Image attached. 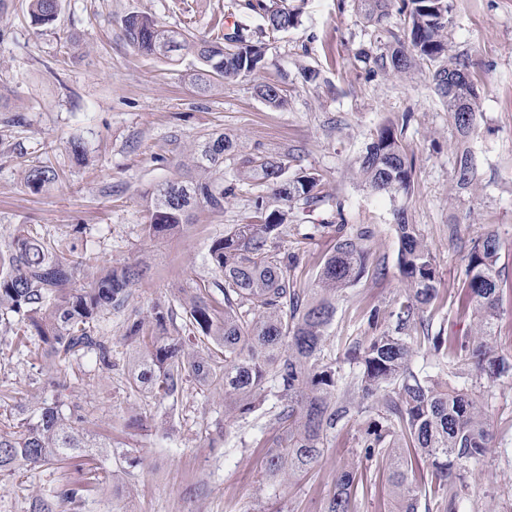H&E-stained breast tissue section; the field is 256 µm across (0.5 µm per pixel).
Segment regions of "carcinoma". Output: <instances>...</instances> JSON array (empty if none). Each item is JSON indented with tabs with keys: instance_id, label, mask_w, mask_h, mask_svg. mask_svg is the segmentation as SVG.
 <instances>
[{
	"instance_id": "carcinoma-1",
	"label": "carcinoma",
	"mask_w": 512,
	"mask_h": 512,
	"mask_svg": "<svg viewBox=\"0 0 512 512\" xmlns=\"http://www.w3.org/2000/svg\"><path fill=\"white\" fill-rule=\"evenodd\" d=\"M392 0H357L366 22L394 37L386 51H361L358 58L385 73H407L417 62H428L431 79L444 100L456 130L464 137L476 128L478 110L474 86L449 91L451 80L470 72L468 58L451 53L448 28L450 0H403L407 41L386 28ZM260 36L285 32L297 24V13L285 0L261 5ZM59 0H29V14L41 25H51ZM128 41L143 54L175 61L186 51L197 61L193 82L205 90L213 79L234 81L254 73L263 58L261 40L235 26L220 37L205 39L187 30L167 29L147 13L133 12L122 20ZM261 98L282 108L287 99L278 85H259ZM234 151L231 139L214 134L194 149L192 164L179 179L157 185L147 205L145 238L170 233L192 223L196 209L224 212L228 190L218 172L224 156ZM457 187L473 190L476 175L469 151L457 158ZM286 163L265 157L242 161L240 177L270 189L259 198L251 220L234 224L214 239L208 262L215 276L194 283L185 329L196 340L187 352L177 338L163 336L172 309L154 308L152 320L127 321L126 336L138 348L132 360L134 383L161 399L175 398L184 382L193 378L224 391V416L243 418L261 404L269 383L277 385L281 406L274 414L272 435L261 440L268 449L264 476L273 482L304 477L324 456L328 433L336 420L348 414L361 431L364 459L387 458L392 469L391 512H419L421 499L436 508L458 512L467 485L463 472L493 448L484 391L468 383L471 372L486 387L512 376V362L498 354L493 335L502 315L503 292L512 280L498 266L499 235L489 231L470 242L462 280L466 306L472 309L474 333L459 340L432 331L431 310L440 298L437 260L404 212L395 213L400 241L398 263L408 288L398 301L395 331H377L378 313L367 317L371 336L348 343L345 359L359 367L352 378L358 398L339 401L342 367L324 354L328 330L336 313V293L365 274L374 230L361 225L336 231V243L321 259L316 292L310 297L298 286L288 257L280 256L278 240L288 234V219L296 208L323 201V176L298 170L285 175ZM357 174L376 195L394 198L407 194L412 164L402 134L383 125L357 161ZM48 166L25 169L24 183L33 192L55 182ZM67 239H47L34 224H18L0 244V328L25 346L38 337L34 354L56 363L95 356L103 370H112V346L97 335L96 321L126 304L130 289L143 276L136 265L106 266L91 272L98 258L76 253ZM224 294V316L217 313L213 291ZM430 360L450 377L439 378L413 368L416 357ZM13 422L0 426V473L23 466L73 460L90 468L99 449L112 442L88 434L82 408L59 401L43 402L28 410L17 405ZM431 465L429 489L410 477L408 449ZM357 472L336 476V490L327 512H351L359 487ZM89 491L85 482L58 487L54 498L79 503Z\"/></svg>"
}]
</instances>
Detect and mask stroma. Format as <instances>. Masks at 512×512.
Masks as SVG:
<instances>
[{"mask_svg": "<svg viewBox=\"0 0 512 512\" xmlns=\"http://www.w3.org/2000/svg\"><path fill=\"white\" fill-rule=\"evenodd\" d=\"M0 12V236L15 225L37 224L50 237L71 235L79 250L107 265L144 268L127 307L100 319L97 329L112 344V368L92 358L80 369L45 368L14 336L0 333V393L36 405L58 398L82 407L90 433L112 439L99 479L78 504L62 512H326L336 474L357 469L363 484L352 512H390V468L362 462L358 426L340 419L319 465L296 484L262 478L266 451L259 439L270 431L279 400L268 392L244 420L224 417V393L186 382L177 403L135 388L125 339L126 321L149 318L156 303L169 302L168 336L184 337L187 320L179 298L207 274L208 248L231 225L247 223L267 186L242 182L244 157L290 160L323 176L327 202L297 211L283 252L295 255V275L310 288L319 261L333 246L336 225L361 224L375 231L366 274L336 299L325 345L336 358L348 338L368 335L370 309L379 330H394L396 301L407 283L398 265L395 209H404L434 252L441 302L434 327L464 336L473 320L464 315L461 281L466 265L461 241L494 229L500 266L512 276V0H452L449 40L468 55L479 99L477 130L463 138L435 93L430 65L407 75H388L356 62L362 48L379 50L384 33L366 23L354 0H288L301 5L297 27L266 37L262 66L204 95L188 81L195 60L177 63L141 54L125 38L122 20L151 14L165 27L214 33L229 22L256 31L263 20L246 0H59L57 21L32 23L27 0H4ZM280 84L287 104L273 108L255 94L258 83ZM401 127L413 185L409 195L372 194L354 176L357 159L384 124ZM223 133L236 149L224 159L230 194L223 213L200 209L180 232L143 238L144 200L159 183L180 176L202 136ZM85 154L73 159L71 141ZM471 147L482 186L458 191L455 157ZM56 167L62 176L34 194L24 184L32 164ZM494 446L465 473L464 512H512V377L488 393ZM84 474L68 462L24 467L0 475V512H31Z\"/></svg>", "mask_w": 512, "mask_h": 512, "instance_id": "35a3bbf8", "label": "stroma"}]
</instances>
